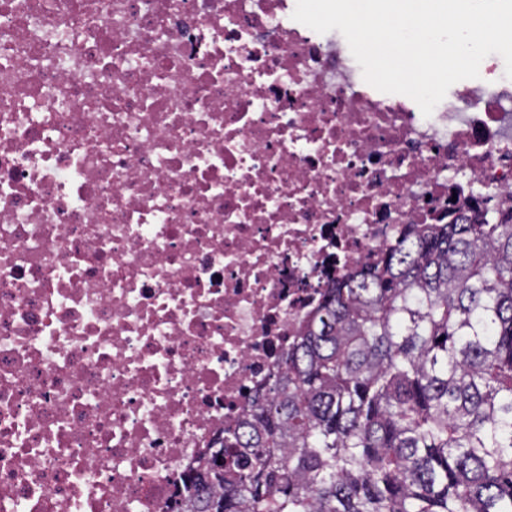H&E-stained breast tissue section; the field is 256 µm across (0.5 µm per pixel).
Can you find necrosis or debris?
I'll return each mask as SVG.
<instances>
[{
    "label": "necrosis or debris",
    "mask_w": 512,
    "mask_h": 512,
    "mask_svg": "<svg viewBox=\"0 0 512 512\" xmlns=\"http://www.w3.org/2000/svg\"><path fill=\"white\" fill-rule=\"evenodd\" d=\"M296 0H0V512H166L320 293L512 199V79L423 116Z\"/></svg>",
    "instance_id": "obj_1"
}]
</instances>
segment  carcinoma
<instances>
[{
    "mask_svg": "<svg viewBox=\"0 0 512 512\" xmlns=\"http://www.w3.org/2000/svg\"><path fill=\"white\" fill-rule=\"evenodd\" d=\"M171 512H512V210L335 281Z\"/></svg>",
    "mask_w": 512,
    "mask_h": 512,
    "instance_id": "carcinoma-1",
    "label": "carcinoma"
}]
</instances>
